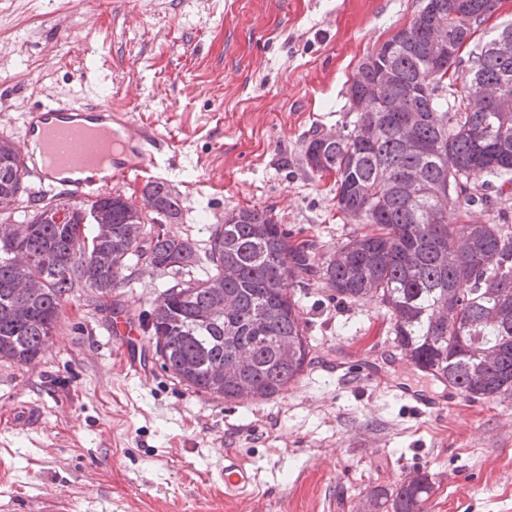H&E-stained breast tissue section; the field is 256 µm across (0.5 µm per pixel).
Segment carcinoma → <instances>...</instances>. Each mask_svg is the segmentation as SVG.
Listing matches in <instances>:
<instances>
[{
    "label": "carcinoma",
    "mask_w": 512,
    "mask_h": 512,
    "mask_svg": "<svg viewBox=\"0 0 512 512\" xmlns=\"http://www.w3.org/2000/svg\"><path fill=\"white\" fill-rule=\"evenodd\" d=\"M498 0H426L410 26L399 30L361 64L350 86L355 118L332 139L305 137L309 169L336 174V205L360 224L358 233L323 257L308 236L278 223L271 212L238 208L211 234L206 258L213 274L169 287L149 316L148 329L162 367L193 388L224 398L271 399L310 365L306 325L290 287L322 282L349 304L374 301L383 310L399 353L455 386L469 401L512 392V225L450 224L448 209L500 212L512 193V112L496 106L467 111L479 83L509 84L512 56H489L473 44L468 56L448 55L447 69L431 72L424 22L451 19L461 39L473 36ZM404 45L387 46L399 37ZM470 63V87L458 90L448 69ZM392 79L383 104H362L379 71ZM426 80V95L407 97ZM405 101L415 110L416 144L405 138L400 113L385 105ZM12 143L0 140V211L12 213L22 164ZM66 214L69 233L57 222ZM182 214L167 183L150 181L140 201L121 194L86 204L59 199L33 210L24 235L0 239V358L28 364L46 349L62 306L77 283L107 296L132 262L148 255L162 272L190 273L200 254L188 239L162 230ZM149 223L141 242L126 233ZM34 274L33 294L15 288ZM432 484L418 472L391 491L378 490L370 508L423 512Z\"/></svg>",
    "instance_id": "carcinoma-1"
}]
</instances>
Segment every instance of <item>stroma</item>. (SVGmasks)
I'll use <instances>...</instances> for the list:
<instances>
[{"mask_svg": "<svg viewBox=\"0 0 512 512\" xmlns=\"http://www.w3.org/2000/svg\"><path fill=\"white\" fill-rule=\"evenodd\" d=\"M424 0H0V128L30 107L87 97L153 126L173 151L157 170L183 216L165 225L206 251L235 208L272 212L335 250L355 225L336 177L312 172L302 141L354 115L347 95L367 55L407 27ZM171 275L141 263L102 297L73 288L46 350L0 359V512H367L372 490L417 470L424 512H512V395L415 413L395 383L447 382L377 356L375 303H340L324 284L296 291L311 363L272 400L224 402L161 367L143 322ZM138 327L136 374L111 333ZM376 360L382 383L338 381L329 366ZM42 411L39 427L12 409ZM253 469L251 496L228 499L225 453Z\"/></svg>", "mask_w": 512, "mask_h": 512, "instance_id": "obj_1", "label": "stroma"}]
</instances>
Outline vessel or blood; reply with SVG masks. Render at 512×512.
<instances>
[{
    "instance_id": "b4317fda",
    "label": "vessel or blood",
    "mask_w": 512,
    "mask_h": 512,
    "mask_svg": "<svg viewBox=\"0 0 512 512\" xmlns=\"http://www.w3.org/2000/svg\"><path fill=\"white\" fill-rule=\"evenodd\" d=\"M32 195L91 200L157 167L170 142L153 127L133 123L110 103L55 102L28 110L18 135ZM393 391L417 411L440 416L446 399L399 384ZM224 493L247 496L254 476L237 455L224 456Z\"/></svg>"
}]
</instances>
